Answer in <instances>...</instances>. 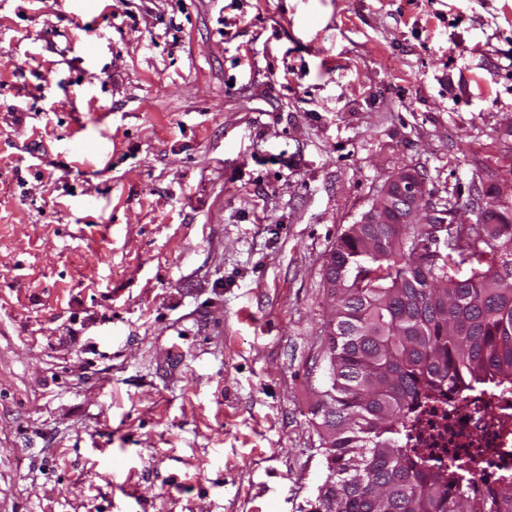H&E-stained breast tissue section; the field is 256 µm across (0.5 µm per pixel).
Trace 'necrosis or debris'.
<instances>
[{
  "instance_id": "4bbe7bcc",
  "label": "necrosis or debris",
  "mask_w": 512,
  "mask_h": 512,
  "mask_svg": "<svg viewBox=\"0 0 512 512\" xmlns=\"http://www.w3.org/2000/svg\"><path fill=\"white\" fill-rule=\"evenodd\" d=\"M407 447L425 449L432 466L449 456L479 452L480 480L490 484L512 469V392L444 395L426 406L403 434Z\"/></svg>"
}]
</instances>
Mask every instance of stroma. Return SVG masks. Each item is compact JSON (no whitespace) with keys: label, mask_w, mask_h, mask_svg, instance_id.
Listing matches in <instances>:
<instances>
[{"label":"stroma","mask_w":512,"mask_h":512,"mask_svg":"<svg viewBox=\"0 0 512 512\" xmlns=\"http://www.w3.org/2000/svg\"><path fill=\"white\" fill-rule=\"evenodd\" d=\"M406 166L469 222L512 167V0H0V512H308Z\"/></svg>","instance_id":"35a3bbf8"}]
</instances>
